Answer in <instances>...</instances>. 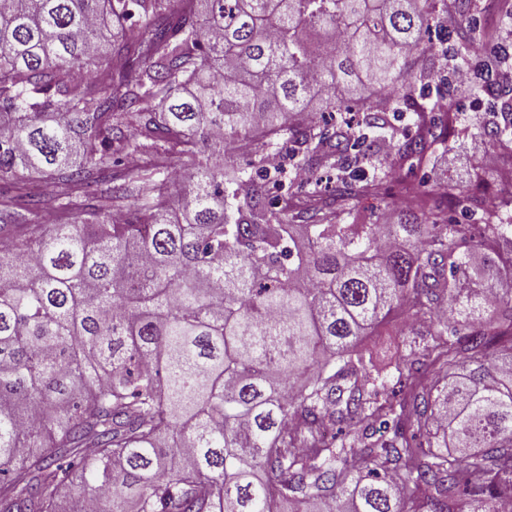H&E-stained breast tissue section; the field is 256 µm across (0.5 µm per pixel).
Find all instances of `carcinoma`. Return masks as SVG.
Instances as JSON below:
<instances>
[{
	"label": "carcinoma",
	"instance_id": "carcinoma-1",
	"mask_svg": "<svg viewBox=\"0 0 512 512\" xmlns=\"http://www.w3.org/2000/svg\"><path fill=\"white\" fill-rule=\"evenodd\" d=\"M0 0V512H495L512 500V215L476 191L484 234L441 211L345 224L308 192L286 224L263 159L332 167L334 201L379 193L448 142L438 99L476 40L473 0ZM435 31L436 39L426 38ZM512 44L484 94L512 95ZM356 113L328 135L308 116ZM473 136L512 151V104ZM406 112L414 131L391 122ZM214 159L165 176L117 152ZM46 178L64 212L30 224ZM135 203L113 212L114 203ZM402 319L395 397L365 340Z\"/></svg>",
	"mask_w": 512,
	"mask_h": 512
}]
</instances>
